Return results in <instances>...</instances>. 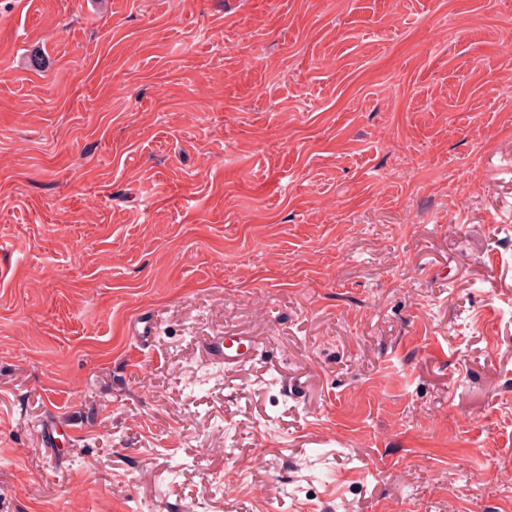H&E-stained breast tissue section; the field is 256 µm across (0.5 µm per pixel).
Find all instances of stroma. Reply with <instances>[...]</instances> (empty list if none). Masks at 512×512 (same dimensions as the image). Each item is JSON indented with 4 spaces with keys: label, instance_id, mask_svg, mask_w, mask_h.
Here are the masks:
<instances>
[{
    "label": "stroma",
    "instance_id": "1",
    "mask_svg": "<svg viewBox=\"0 0 512 512\" xmlns=\"http://www.w3.org/2000/svg\"><path fill=\"white\" fill-rule=\"evenodd\" d=\"M511 23L0 0V512H512ZM253 340L243 336H224L210 344L215 357L224 359L225 367H236L246 363L254 350Z\"/></svg>",
    "mask_w": 512,
    "mask_h": 512
}]
</instances>
